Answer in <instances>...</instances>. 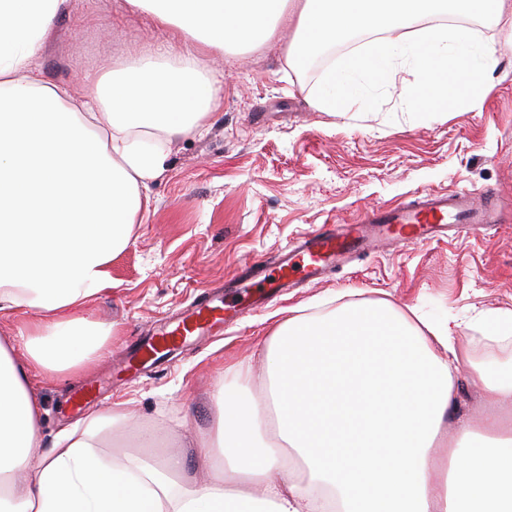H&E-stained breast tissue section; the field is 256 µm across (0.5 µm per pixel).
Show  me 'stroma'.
I'll list each match as a JSON object with an SVG mask.
<instances>
[{
	"label": "stroma",
	"mask_w": 512,
	"mask_h": 512,
	"mask_svg": "<svg viewBox=\"0 0 512 512\" xmlns=\"http://www.w3.org/2000/svg\"><path fill=\"white\" fill-rule=\"evenodd\" d=\"M124 0H71L41 57L45 78L77 86L88 71L153 46L161 34ZM473 38L492 46L498 65L486 91L459 102L467 86L448 84L447 103L408 109L418 86L399 73L388 93L316 110L323 74L355 47L353 36L324 55L316 71L285 75L276 53L258 51L224 72V104L207 134L176 140L152 183L151 211L112 262L113 287L89 307L114 322L112 348L79 378L39 376L32 394L46 411L41 449L90 410L124 402L137 423L165 432L169 449L194 460L197 431L215 413L211 395L234 362L259 366L268 328L288 307L336 294L398 304L468 321L512 309V219L424 245L392 243L329 273L318 284L280 289L174 355L130 369L150 330L203 300L246 264L325 224H349L365 208L407 203L421 191L490 193L512 206V23L480 25Z\"/></svg>",
	"instance_id": "1"
}]
</instances>
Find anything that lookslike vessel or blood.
<instances>
[{"label": "vessel or blood", "mask_w": 512, "mask_h": 512, "mask_svg": "<svg viewBox=\"0 0 512 512\" xmlns=\"http://www.w3.org/2000/svg\"><path fill=\"white\" fill-rule=\"evenodd\" d=\"M503 210L488 206L468 191L421 193L414 201L376 206L351 224H332L315 230L298 244L282 248L272 273H258L248 286L232 294L214 293L187 309L176 324L149 337V353L209 333L227 314H241L252 300L269 295L283 284L322 281L329 272L386 242L422 245L445 229L469 233L504 220Z\"/></svg>", "instance_id": "obj_1"}]
</instances>
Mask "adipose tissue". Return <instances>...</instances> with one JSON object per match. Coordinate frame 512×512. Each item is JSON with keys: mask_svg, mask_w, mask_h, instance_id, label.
Wrapping results in <instances>:
<instances>
[{"mask_svg": "<svg viewBox=\"0 0 512 512\" xmlns=\"http://www.w3.org/2000/svg\"><path fill=\"white\" fill-rule=\"evenodd\" d=\"M126 4L165 41L72 87L38 65L69 0H0V319L37 317L27 337L0 330V512H512V377L472 360L457 319L386 300L316 314L298 304L270 328L259 376L230 366L213 425L195 437L203 480L187 479L160 430L133 425L118 403L33 455L42 408L30 379L79 376L106 349L112 325L86 310L111 290L112 261L149 212L172 142L203 135L224 103L210 57L274 50L297 70L372 32L317 109L341 111L403 67L422 78L405 100L415 108L446 102L456 74L478 85L497 66L488 44L436 18L512 11V0ZM463 374L486 412L449 434Z\"/></svg>", "mask_w": 512, "mask_h": 512, "instance_id": "obj_1", "label": "adipose tissue"}]
</instances>
